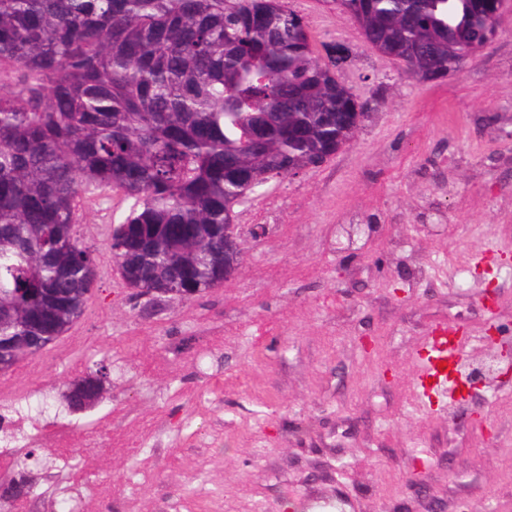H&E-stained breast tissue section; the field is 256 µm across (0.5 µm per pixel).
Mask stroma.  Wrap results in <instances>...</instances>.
<instances>
[{
	"instance_id": "stroma-1",
	"label": "stroma",
	"mask_w": 512,
	"mask_h": 512,
	"mask_svg": "<svg viewBox=\"0 0 512 512\" xmlns=\"http://www.w3.org/2000/svg\"><path fill=\"white\" fill-rule=\"evenodd\" d=\"M315 45L356 47L340 78L371 111L319 168L237 206L239 274L187 300L134 297L110 250L133 201H80L98 277L57 339L77 355L30 375L39 415L87 425L76 476L108 478L128 512H512V378L440 409L413 394L422 337L450 324L512 348V11L453 77L422 83L364 46L330 0H291ZM481 262H474L475 253ZM495 289L493 312L483 301ZM99 400L67 395L96 366ZM140 443V455L125 447ZM24 449L32 512H64L49 448Z\"/></svg>"
}]
</instances>
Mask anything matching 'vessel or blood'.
I'll return each mask as SVG.
<instances>
[{
  "mask_svg": "<svg viewBox=\"0 0 512 512\" xmlns=\"http://www.w3.org/2000/svg\"><path fill=\"white\" fill-rule=\"evenodd\" d=\"M463 345L451 325L439 327L436 333L422 338L415 353L417 373L413 392L416 397L432 396L442 402L453 400L454 389L449 384L446 366L460 358Z\"/></svg>",
  "mask_w": 512,
  "mask_h": 512,
  "instance_id": "vessel-or-blood-1",
  "label": "vessel or blood"
}]
</instances>
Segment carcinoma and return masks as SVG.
<instances>
[{
  "mask_svg": "<svg viewBox=\"0 0 512 512\" xmlns=\"http://www.w3.org/2000/svg\"><path fill=\"white\" fill-rule=\"evenodd\" d=\"M413 75L460 72L488 0H333ZM336 58L289 0H0V356L83 314L95 263L82 190L135 200L111 243L132 289L224 279L252 180L320 166L358 130ZM51 314L42 326L26 316Z\"/></svg>",
  "mask_w": 512,
  "mask_h": 512,
  "instance_id": "cac0c4a2",
  "label": "carcinoma"
}]
</instances>
